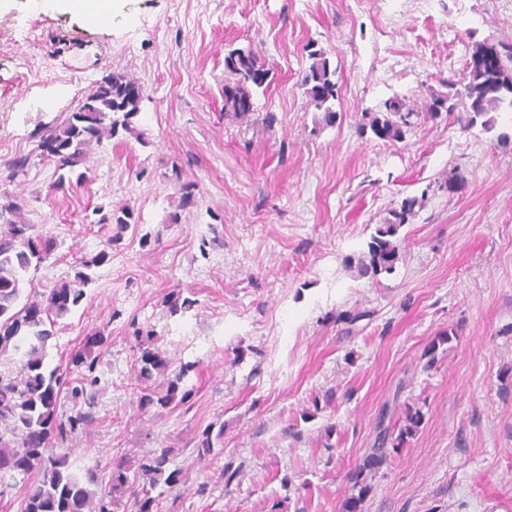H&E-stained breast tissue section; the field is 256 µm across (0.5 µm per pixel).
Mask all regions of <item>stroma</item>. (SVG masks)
<instances>
[{"label":"stroma","instance_id":"1","mask_svg":"<svg viewBox=\"0 0 512 512\" xmlns=\"http://www.w3.org/2000/svg\"><path fill=\"white\" fill-rule=\"evenodd\" d=\"M311 41L336 70L330 125L301 85ZM499 41L512 0H115L96 23L62 0H0V194L59 242L35 289L118 237L48 348L64 366L94 331L109 338L98 420L62 446L75 470L106 479L166 448L181 481L157 512H342L410 404L421 430L369 475L362 512H512V141L460 110L400 142L361 131L393 97L425 110L475 43ZM238 48L268 71L243 117L224 109ZM113 72L144 88L134 133L93 147L55 195L52 164L8 178ZM409 197L394 270L359 275ZM172 294L193 307L170 314ZM150 330L170 371L193 364L187 400L141 404L135 336ZM393 432L390 433V427L385 428L384 432L376 437L373 447L368 449V453L362 463L351 474L352 490L357 491V493H352L346 498L344 512H361V505L372 488L367 482V474L365 473L367 471H376L386 462L389 450L387 444L389 443V438H392Z\"/></svg>","mask_w":512,"mask_h":512}]
</instances>
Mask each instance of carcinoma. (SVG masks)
I'll return each instance as SVG.
<instances>
[{
	"mask_svg": "<svg viewBox=\"0 0 512 512\" xmlns=\"http://www.w3.org/2000/svg\"><path fill=\"white\" fill-rule=\"evenodd\" d=\"M311 59L302 79L309 105L323 113V120H336L338 86L336 71L330 69L324 52L315 43L306 45ZM505 60L493 70L468 69L460 81L443 83L445 92H430L426 115L431 118L445 112L452 114L461 107L469 113V122L489 129L494 119L489 114L512 112V44L501 45ZM225 67L236 75L224 85V110L237 116L254 111L251 86L264 83L267 70L251 53L232 51L224 59ZM144 97L141 85L121 73H113L89 94L78 109L59 125L39 137L28 154L15 157L9 164L11 174L22 172L32 156L51 158L58 175L47 186L51 194L65 184L62 170L74 167L94 145L119 131L132 130V119L140 113ZM421 113L398 100L384 103V111L369 114L367 126L383 141L405 138ZM417 198H406L392 218L376 228L367 243V252L358 262L363 275L376 276L393 270L399 258V246L393 237L406 223ZM19 206L12 200H0V474H37L39 482L24 492L21 512H153L155 498L150 490L159 483L172 489L180 482L181 471L168 469L169 450L160 448L138 462L140 475L149 477L150 489L137 484L128 475L124 458L111 471L109 485L99 487V476L92 468L75 471L69 456L57 451L58 444L85 432L97 421L95 409L100 396V379L94 375L96 363L105 352L108 337L99 330L89 336L83 347L69 359V371L77 373L68 387H63L60 367H48L47 349L56 336V327L83 301L86 288L93 281L92 270L112 259L113 238L91 258H81L74 277L61 279L43 292L25 293L32 284L30 270H38L56 249L55 238L34 224L17 220ZM139 356L138 381L140 401L170 404L179 384L192 364H184L168 382L166 394L153 398L149 382L154 375L168 369V361L154 348L155 333L136 336ZM73 403L70 414L60 412L65 401ZM424 420L421 409L405 406L403 425L398 428L393 448L417 434ZM390 428L376 437L363 461L351 474L354 494L346 498L344 512H361V505L371 491L365 473L372 472L387 460Z\"/></svg>",
	"mask_w": 512,
	"mask_h": 512,
	"instance_id": "carcinoma-1",
	"label": "carcinoma"
}]
</instances>
